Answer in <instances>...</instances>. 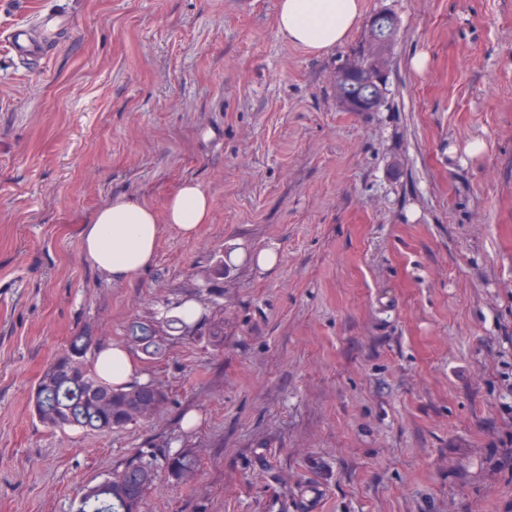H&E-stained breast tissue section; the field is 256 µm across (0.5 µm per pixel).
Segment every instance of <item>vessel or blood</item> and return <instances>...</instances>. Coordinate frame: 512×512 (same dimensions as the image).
<instances>
[{
	"mask_svg": "<svg viewBox=\"0 0 512 512\" xmlns=\"http://www.w3.org/2000/svg\"><path fill=\"white\" fill-rule=\"evenodd\" d=\"M72 21L58 0H47L33 23L0 32V41L8 44L14 61L28 68L49 63L70 35Z\"/></svg>",
	"mask_w": 512,
	"mask_h": 512,
	"instance_id": "obj_1",
	"label": "vessel or blood"
}]
</instances>
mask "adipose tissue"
Segmentation results:
<instances>
[{
    "label": "adipose tissue",
    "instance_id": "1",
    "mask_svg": "<svg viewBox=\"0 0 512 512\" xmlns=\"http://www.w3.org/2000/svg\"><path fill=\"white\" fill-rule=\"evenodd\" d=\"M360 15L361 0H278L277 29L288 43L320 54L343 44ZM212 210L211 197L192 180L182 182L160 212L144 201L120 196L85 221L81 251L97 269L130 279L151 266L162 226L190 238L209 222ZM94 369L117 387L140 376L130 352L114 344L97 350Z\"/></svg>",
    "mask_w": 512,
    "mask_h": 512
}]
</instances>
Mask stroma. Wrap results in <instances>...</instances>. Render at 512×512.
Instances as JSON below:
<instances>
[{"mask_svg":"<svg viewBox=\"0 0 512 512\" xmlns=\"http://www.w3.org/2000/svg\"><path fill=\"white\" fill-rule=\"evenodd\" d=\"M362 3L323 54L279 34L278 0H64L46 68L0 45V512H72L143 448L197 468L142 512H512V0ZM380 12L389 100L344 111L336 72ZM188 179L214 201L196 236L163 228L125 281L83 256L98 208L160 211ZM215 266L223 344L135 355L153 416L32 415L72 336L128 345Z\"/></svg>","mask_w":512,"mask_h":512,"instance_id":"stroma-1","label":"stroma"}]
</instances>
